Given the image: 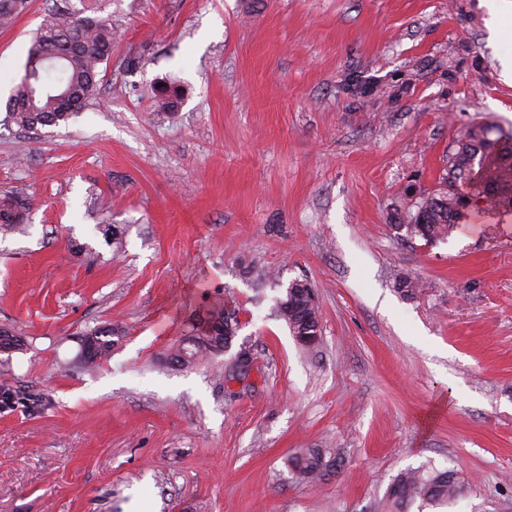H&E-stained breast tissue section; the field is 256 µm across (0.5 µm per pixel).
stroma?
Wrapping results in <instances>:
<instances>
[{"label": "stroma", "instance_id": "stroma-1", "mask_svg": "<svg viewBox=\"0 0 512 512\" xmlns=\"http://www.w3.org/2000/svg\"><path fill=\"white\" fill-rule=\"evenodd\" d=\"M488 3L30 0L0 29V194L30 201L0 230V327L26 339L0 352V512H381L424 464L467 492L410 512H512V213L433 244L396 230L471 127L512 133V32ZM58 7L116 32L96 96L4 125ZM295 280L312 350L276 314ZM216 302L255 358L240 385L227 353L165 361ZM111 322V356L83 366ZM310 446L339 449L335 476L293 478ZM119 333H121L120 328L112 327V323L86 331L80 340L81 358L84 364L92 367L108 359L115 342L112 337H117Z\"/></svg>", "mask_w": 512, "mask_h": 512}]
</instances>
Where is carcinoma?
<instances>
[{"label":"carcinoma","mask_w":512,"mask_h":512,"mask_svg":"<svg viewBox=\"0 0 512 512\" xmlns=\"http://www.w3.org/2000/svg\"><path fill=\"white\" fill-rule=\"evenodd\" d=\"M29 0H0V27L9 26L24 13ZM112 26L105 20L77 13L55 11L35 32L26 66L37 77L24 78L12 88L6 104L7 121L22 130L52 126L68 120L72 113L62 109L55 88H65L71 98L85 107L94 96L100 65L112 58ZM491 128L476 126L457 141L448 160L445 190L428 195L417 203L409 223L397 224L408 236H420L428 242L447 238L466 223L474 210L512 211V136L507 133L490 138ZM472 186L469 197L456 195L454 186ZM28 202L18 193L0 195V224L23 221ZM277 312L291 334H303L321 340V325L316 304L300 310L283 295ZM120 328L108 323L86 331L81 338V358L92 367L108 359L113 337ZM224 351V305L215 304L198 326L170 354V362L192 366L203 357ZM343 457L334 448H303L288 459L293 475L305 483L321 482L342 467ZM462 484L451 469L407 468L387 488L385 512H407L415 502L420 506L441 507L461 495Z\"/></svg>","instance_id":"cac0c4a2"}]
</instances>
